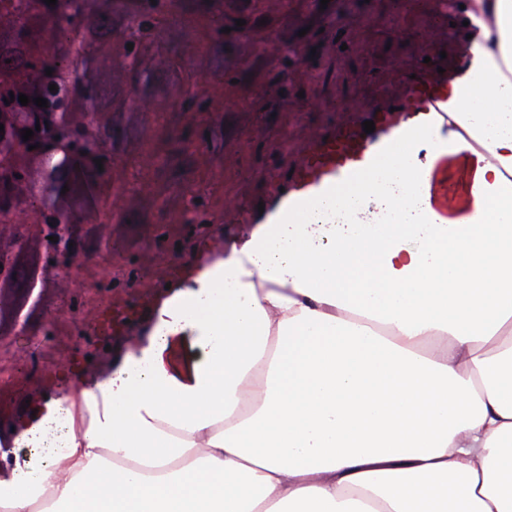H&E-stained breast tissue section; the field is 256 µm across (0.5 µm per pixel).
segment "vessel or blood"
Masks as SVG:
<instances>
[{"label": "vessel or blood", "mask_w": 512, "mask_h": 512, "mask_svg": "<svg viewBox=\"0 0 512 512\" xmlns=\"http://www.w3.org/2000/svg\"><path fill=\"white\" fill-rule=\"evenodd\" d=\"M449 84L444 76L438 82L421 83L410 90L408 109L416 113L419 124L436 125L438 114L447 111ZM400 130V125H392L383 138L374 140L340 132L322 142L303 162L301 173L291 187L280 193L267 210L265 221L278 222L284 215L297 213L306 201L327 199L333 190L374 167L391 149Z\"/></svg>", "instance_id": "obj_1"}]
</instances>
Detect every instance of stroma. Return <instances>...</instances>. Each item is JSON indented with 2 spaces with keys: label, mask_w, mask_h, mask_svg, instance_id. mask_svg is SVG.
<instances>
[{
  "label": "stroma",
  "mask_w": 512,
  "mask_h": 512,
  "mask_svg": "<svg viewBox=\"0 0 512 512\" xmlns=\"http://www.w3.org/2000/svg\"><path fill=\"white\" fill-rule=\"evenodd\" d=\"M464 20L440 0H169L154 22L157 42L138 45L127 69L119 60L131 22L113 13L111 41L91 56L112 132L114 216L83 240L88 256L77 266L51 264L30 237L18 280L0 288L5 357L16 365L0 384V453L11 450L25 403L54 395L63 365L110 371L127 338L95 332L101 308L124 307L135 323L199 243L218 257L226 241L246 236L259 204L289 187L314 142L367 121L379 133L405 121L398 106L413 79L428 78L425 57L443 52L449 72L466 70ZM189 84L209 119L182 108ZM196 202L203 221L186 223Z\"/></svg>",
  "instance_id": "35a3bbf8"
}]
</instances>
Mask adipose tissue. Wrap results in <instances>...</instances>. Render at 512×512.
I'll list each match as a JSON object with an SVG mask.
<instances>
[{
    "label": "adipose tissue",
    "mask_w": 512,
    "mask_h": 512,
    "mask_svg": "<svg viewBox=\"0 0 512 512\" xmlns=\"http://www.w3.org/2000/svg\"><path fill=\"white\" fill-rule=\"evenodd\" d=\"M461 2L438 149L407 127L200 246L108 374L16 420L0 512H512V0Z\"/></svg>",
    "instance_id": "1"
}]
</instances>
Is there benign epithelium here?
Instances as JSON below:
<instances>
[{
  "label": "benign epithelium",
  "instance_id": "benign-epithelium-1",
  "mask_svg": "<svg viewBox=\"0 0 512 512\" xmlns=\"http://www.w3.org/2000/svg\"><path fill=\"white\" fill-rule=\"evenodd\" d=\"M42 19L43 16L37 12H30L22 17L12 13L0 17L8 25L6 35L11 41L19 27L33 32L35 24ZM24 49L25 61L31 63L27 71L32 77H40L45 74V70L54 67L55 50L46 32L40 33L37 45L26 42ZM19 81L20 76L13 65L0 64L1 91ZM79 96L80 93L72 92L65 111L44 115V123L65 128L73 134V137L62 142L53 138L23 140L21 131L27 126L26 113L0 109V124L4 125V132L0 133V206L7 210L6 217L0 220V229H13L7 236L0 233V286L14 282L13 276L16 274L19 257L27 248L29 228L33 227L38 231L44 245L50 247L62 262L78 265L84 257L80 243L85 224L99 223L94 210L78 216L59 207L61 188L55 185L52 177L53 170L58 167L84 166L79 136L100 126L101 112L91 108L89 103H84L83 108L78 111L72 108L73 99ZM36 143L39 144L38 148L28 150L29 146ZM99 158L102 159L103 170L94 171L92 185L95 191L112 187L113 163L108 144L101 145ZM23 159L34 161L40 166L39 178H33L31 168L21 164ZM26 200L39 214V221L32 226L19 220L21 205ZM52 215L60 217L61 223L49 224ZM50 236L58 238V241L48 240Z\"/></svg>",
  "mask_w": 512,
  "mask_h": 512
}]
</instances>
